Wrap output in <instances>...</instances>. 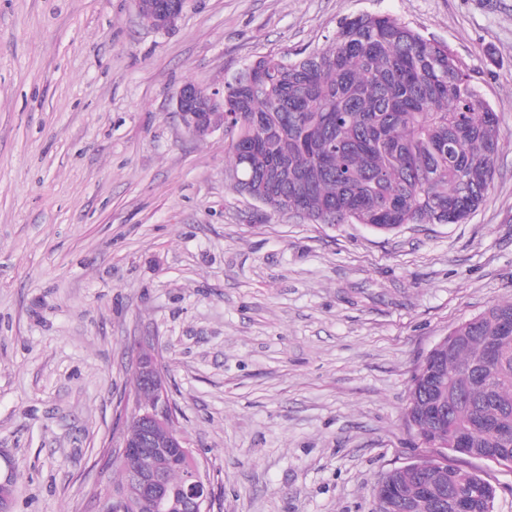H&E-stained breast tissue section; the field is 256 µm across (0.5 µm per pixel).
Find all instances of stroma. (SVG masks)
Segmentation results:
<instances>
[{
    "label": "stroma",
    "mask_w": 512,
    "mask_h": 512,
    "mask_svg": "<svg viewBox=\"0 0 512 512\" xmlns=\"http://www.w3.org/2000/svg\"><path fill=\"white\" fill-rule=\"evenodd\" d=\"M388 14L448 45L497 112L487 201L461 224H316L237 192L229 138L174 95L325 48ZM512 301V0H0V481L7 512H94L104 454L162 349L211 512H375L435 457L406 418L440 339ZM512 512V465L458 456ZM161 1L156 13L150 18L141 15L143 21L155 30H168L174 27L180 19L187 0H159Z\"/></svg>",
    "instance_id": "obj_1"
}]
</instances>
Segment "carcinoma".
Segmentation results:
<instances>
[{
    "mask_svg": "<svg viewBox=\"0 0 512 512\" xmlns=\"http://www.w3.org/2000/svg\"><path fill=\"white\" fill-rule=\"evenodd\" d=\"M224 85V125L233 127L234 188L282 212L300 205L319 224H365L395 231L405 224H457L486 200L495 177L499 117L448 46L387 15L340 22L332 44L293 61L265 56ZM512 302L494 303L456 326L468 336L442 368L445 402L464 389L444 425L417 414L431 395L417 383L407 411L422 436L446 442L468 432L471 451L495 448L512 459V342L482 365L486 388L467 368L481 362ZM437 486L453 483L487 512V482L459 466L433 468ZM411 512H438L416 473L387 471Z\"/></svg>",
    "mask_w": 512,
    "mask_h": 512,
    "instance_id": "carcinoma-1",
    "label": "carcinoma"
}]
</instances>
